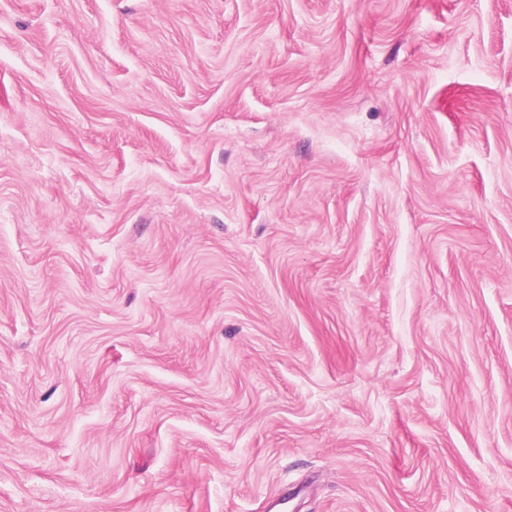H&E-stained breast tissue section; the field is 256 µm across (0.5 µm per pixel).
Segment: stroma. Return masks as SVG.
<instances>
[{"label": "stroma", "mask_w": 512, "mask_h": 512, "mask_svg": "<svg viewBox=\"0 0 512 512\" xmlns=\"http://www.w3.org/2000/svg\"><path fill=\"white\" fill-rule=\"evenodd\" d=\"M0 512H512V0H0Z\"/></svg>", "instance_id": "1"}]
</instances>
